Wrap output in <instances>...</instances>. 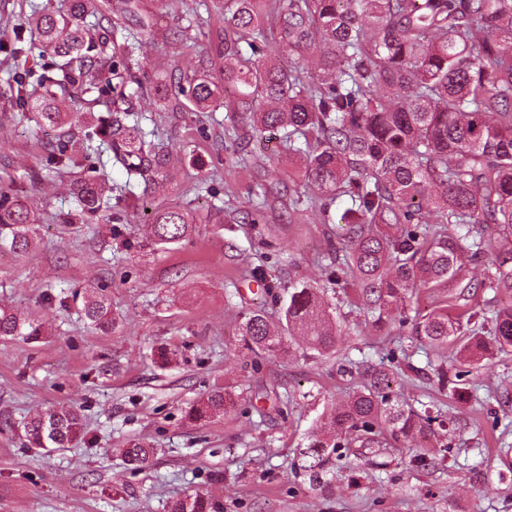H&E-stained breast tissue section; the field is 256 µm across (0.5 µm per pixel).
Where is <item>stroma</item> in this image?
<instances>
[{
  "instance_id": "obj_1",
  "label": "stroma",
  "mask_w": 512,
  "mask_h": 512,
  "mask_svg": "<svg viewBox=\"0 0 512 512\" xmlns=\"http://www.w3.org/2000/svg\"><path fill=\"white\" fill-rule=\"evenodd\" d=\"M68 0H0V192L35 198L40 241L15 253L0 239V304L46 323L48 334L26 344L0 338V512H167L170 501L198 490L220 512H512V354L479 370V402H458L420 376L436 355L411 325L375 327L351 288L330 277L333 245L349 198L336 200L327 223L303 214L290 220L281 180L288 154L278 134L259 139L224 109L162 112L153 95L132 105L152 140L177 161L149 191L126 186L107 166L99 138L78 132L69 148L85 175L106 174L108 208L83 224L65 223L76 207L71 175L45 180L42 143L51 134L31 106L11 97L16 42L27 64L40 60L31 14ZM187 47L163 31L142 45L132 65L144 85L215 55L224 45L218 17L192 30ZM274 186L266 205L243 208L257 180ZM187 213L192 232L181 244L156 245L153 209ZM318 288L341 339L338 352L319 355L295 346L292 355L255 358L237 340L244 314L263 307L277 321L289 292ZM108 303L118 328L86 327L88 294ZM55 303H47V296ZM492 291L452 300L444 288H422L409 302L420 315L478 311ZM172 357L157 359L159 349ZM405 352L414 366L394 390L422 411L442 408L448 427L428 442L356 448L349 466L321 492L296 475L300 449L324 426L364 378L356 364L386 363ZM226 388L237 406L207 421H185L202 394ZM69 407L83 418L89 441L45 451L25 445L24 425L38 412ZM146 438L156 452L141 469L128 468V440Z\"/></svg>"
}]
</instances>
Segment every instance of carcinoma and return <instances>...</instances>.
<instances>
[{"mask_svg": "<svg viewBox=\"0 0 512 512\" xmlns=\"http://www.w3.org/2000/svg\"><path fill=\"white\" fill-rule=\"evenodd\" d=\"M120 15L142 36L156 32V18L139 0H118ZM96 16L91 27L78 20ZM51 61L41 70L13 77L16 102L33 100L37 122L61 129L58 141L43 143L45 168L56 175L77 166L69 153L73 129H92L108 146L109 161L130 184L166 176L172 156L146 140L138 114L124 96L109 98L113 81L145 92L129 57L110 49L112 0H71L64 14L46 8L32 20ZM258 54L242 55L240 43ZM318 49L315 71L298 63ZM224 84L212 80L213 59L171 70L152 91L163 108L207 112L224 107L255 133H282L288 153L299 156L291 205L325 214L333 200L351 199L348 221L336 247V285L356 288L358 300L377 314L405 313L416 290L489 288L501 296L492 331L471 324L472 312L417 315L415 335L437 350L453 345L451 369L432 367L438 389L459 400L477 398L471 380L484 361L512 351V0H224ZM102 106L105 112H94ZM112 190L107 178H78L74 193L80 214L102 209ZM192 230L178 208L155 213L158 244H175ZM23 253L38 228L29 198L0 193V235ZM487 259L493 272L476 284L463 283L464 268ZM84 316L96 331L116 327L105 300L92 297ZM42 324L0 306V337L35 343ZM240 341L256 356L290 350L299 336L319 354L338 351L335 321L314 288H296L278 324L258 307L240 324ZM403 372L390 356L387 367L364 368L366 382L334 416L329 432L299 450L300 469L320 491L331 489L341 461L354 443L381 446L380 437L426 441L435 419L393 396L391 383ZM237 397L221 389L204 393L189 407L191 421L210 419L235 407ZM85 437L81 416L52 408L25 425L29 448H66ZM152 444L128 442L126 464L137 469ZM168 512H217L200 491L168 505Z\"/></svg>", "mask_w": 512, "mask_h": 512, "instance_id": "1", "label": "carcinoma"}]
</instances>
